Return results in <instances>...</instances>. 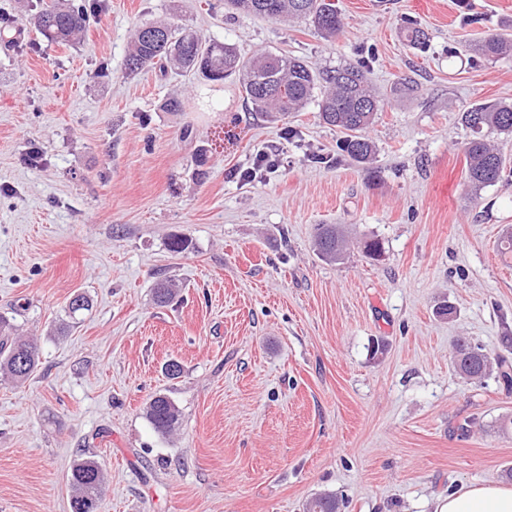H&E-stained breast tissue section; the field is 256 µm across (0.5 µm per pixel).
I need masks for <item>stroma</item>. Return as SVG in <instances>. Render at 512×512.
<instances>
[{"label":"stroma","mask_w":512,"mask_h":512,"mask_svg":"<svg viewBox=\"0 0 512 512\" xmlns=\"http://www.w3.org/2000/svg\"><path fill=\"white\" fill-rule=\"evenodd\" d=\"M335 3L333 41L224 0H107L80 43L0 40V315L40 348L26 382L0 373V512H70L86 456L106 475L98 512H304L323 492L342 512H433L512 468V390L452 364L460 336L512 361V137L486 131L505 170L475 192L461 121L512 102V54L469 50L512 34V0ZM157 20L320 73L365 67L384 94L372 160L342 155L316 103L272 122L233 78L127 75L132 30ZM318 224L384 254L325 262ZM162 279L179 287L164 307ZM158 393L181 412L167 438L143 415Z\"/></svg>","instance_id":"1"}]
</instances>
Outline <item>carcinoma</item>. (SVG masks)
Here are the masks:
<instances>
[{
	"mask_svg": "<svg viewBox=\"0 0 512 512\" xmlns=\"http://www.w3.org/2000/svg\"><path fill=\"white\" fill-rule=\"evenodd\" d=\"M233 10L271 20L312 21L325 38L334 39L342 32V20L331 0H227ZM102 0H42L39 10L31 14L25 26L44 38L59 44L80 41L91 21L103 13ZM512 50V42L498 33H489L474 47L476 55L493 58ZM176 71H195L205 80L221 82L236 75L245 98L257 112L272 121H281L317 99L319 118L344 133L339 143L342 153L365 163L372 158L374 146L365 136L374 112L380 107L379 97L370 89L364 71L349 67L318 75L296 57L260 52L243 56L236 48L218 41H204L193 30L169 22H144L131 33L125 59L129 74L151 68L160 61ZM462 120L473 132L465 147L466 179L476 190L493 186L502 177L504 160L500 151L482 135L484 128L512 135V103H480L463 112ZM346 234L338 224H320L316 247L319 255L330 263L341 260ZM176 290L168 281L154 288L159 306L170 303ZM38 344L20 336L0 332V370L16 381L28 379L39 365ZM456 371L480 381L491 373L505 386L512 385V365L503 358L491 359L482 346L468 337L457 339L454 348ZM145 418L154 432L169 435L179 424V410L166 395L152 397L145 407ZM71 488V512H97L104 481L98 460H78L68 475ZM335 495L321 493L313 497L307 512H339Z\"/></svg>",
	"mask_w": 512,
	"mask_h": 512,
	"instance_id": "1",
	"label": "carcinoma"
}]
</instances>
